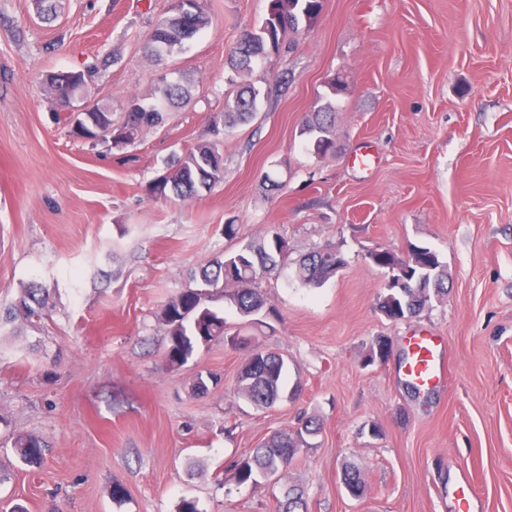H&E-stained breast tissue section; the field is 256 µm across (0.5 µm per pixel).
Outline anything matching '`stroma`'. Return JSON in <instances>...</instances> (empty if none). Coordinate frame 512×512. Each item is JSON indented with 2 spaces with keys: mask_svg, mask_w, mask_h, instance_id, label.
I'll return each instance as SVG.
<instances>
[{
  "mask_svg": "<svg viewBox=\"0 0 512 512\" xmlns=\"http://www.w3.org/2000/svg\"><path fill=\"white\" fill-rule=\"evenodd\" d=\"M60 2L47 22L33 0H0V512H177L184 499L276 512L287 486L309 512H447L462 471L484 512H512V0H323L313 26L238 75L227 58L269 0H208L210 29L169 60L190 102L119 146L76 136L44 77L115 56L82 101L122 118L162 69L145 41L168 0ZM337 75L338 149L319 157L300 131ZM235 81L260 95L222 137L223 181L190 202L152 193ZM365 141L379 158L367 174L351 165ZM272 230L294 256L332 245L346 265L319 286L291 263L264 279L265 327L215 301L228 333L288 359L291 397L260 408L237 395L247 350L219 339L167 369L157 315L190 270ZM412 244L438 253L448 294L395 322L368 254ZM34 281L49 291L42 319L10 318ZM419 329L443 337L448 379L418 397L396 354ZM379 338L393 355L369 361ZM201 372L221 378L204 395ZM305 416L322 431L278 485H237L230 464ZM20 432L47 441L41 465L19 461ZM348 464L361 497L341 483Z\"/></svg>",
  "mask_w": 512,
  "mask_h": 512,
  "instance_id": "obj_1",
  "label": "stroma"
}]
</instances>
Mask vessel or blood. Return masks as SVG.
Segmentation results:
<instances>
[{
	"label": "vessel or blood",
	"instance_id": "vessel-or-blood-1",
	"mask_svg": "<svg viewBox=\"0 0 512 512\" xmlns=\"http://www.w3.org/2000/svg\"><path fill=\"white\" fill-rule=\"evenodd\" d=\"M442 340L434 333L418 330L407 336L406 357L400 367L404 382L421 392L432 391L444 379L446 367L441 361ZM448 512H481L482 505L476 497L467 474H460L448 497Z\"/></svg>",
	"mask_w": 512,
	"mask_h": 512
}]
</instances>
